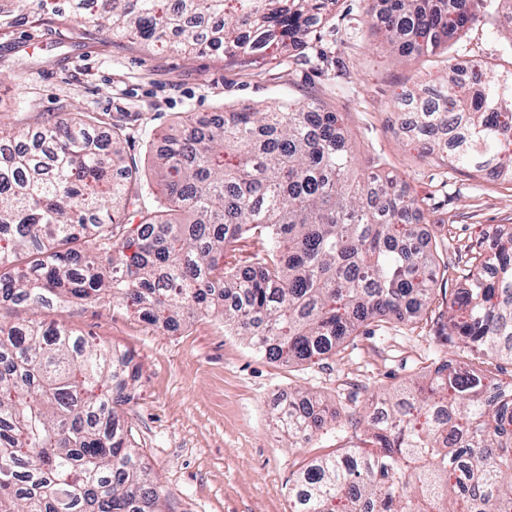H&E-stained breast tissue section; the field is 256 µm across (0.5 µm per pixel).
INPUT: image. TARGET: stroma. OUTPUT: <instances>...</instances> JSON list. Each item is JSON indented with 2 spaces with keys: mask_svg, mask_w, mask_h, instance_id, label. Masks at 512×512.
<instances>
[{
  "mask_svg": "<svg viewBox=\"0 0 512 512\" xmlns=\"http://www.w3.org/2000/svg\"><path fill=\"white\" fill-rule=\"evenodd\" d=\"M56 3L24 0L11 24L0 26V46L15 48L0 68L6 126L38 127L78 111L100 135L115 125L133 128L124 150L151 184L150 148L181 118L312 98L341 113L358 173L381 162L425 201L422 232L448 267L429 307L413 322L359 333L317 363L270 361L225 331L215 312L174 332L113 306L108 295L40 313L132 359L137 380L124 418L157 478L163 512H290L288 491L305 464L361 445L353 416L423 368L456 357L437 332L449 297L465 286L457 269L470 248L490 226L512 225V178L450 170L421 154L398 132L395 101L455 64L498 58L503 13L479 11L478 22L447 48L410 60L364 34L367 0H337L304 49L240 67L220 54L103 36L80 19L58 22L50 12ZM298 390L333 404L336 418L292 440L275 416Z\"/></svg>",
  "mask_w": 512,
  "mask_h": 512,
  "instance_id": "1",
  "label": "stroma"
}]
</instances>
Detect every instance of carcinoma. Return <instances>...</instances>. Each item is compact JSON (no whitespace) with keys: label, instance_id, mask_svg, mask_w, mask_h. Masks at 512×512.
<instances>
[{"label":"carcinoma","instance_id":"1","mask_svg":"<svg viewBox=\"0 0 512 512\" xmlns=\"http://www.w3.org/2000/svg\"><path fill=\"white\" fill-rule=\"evenodd\" d=\"M97 30L175 41L234 62L305 46L336 0H97ZM366 12L388 51L436 53L478 20L476 0H385ZM454 70L408 96L421 147L451 168L512 173V59ZM67 117L0 129V512H162L132 444L120 354L22 312L103 295L175 331L221 309L269 360H323L360 328L425 309L439 265L420 248L423 209L396 176L354 170L338 112L302 101L214 121L192 116L153 153L164 189L142 183L112 127L108 151ZM252 237L249 265L226 252ZM439 336L463 348L381 395L386 429L364 415V446L309 462L290 512H512V382L475 364L512 360V227L488 232L460 269ZM279 416L295 438L336 419L309 392ZM402 468L396 487L389 472Z\"/></svg>","mask_w":512,"mask_h":512}]
</instances>
